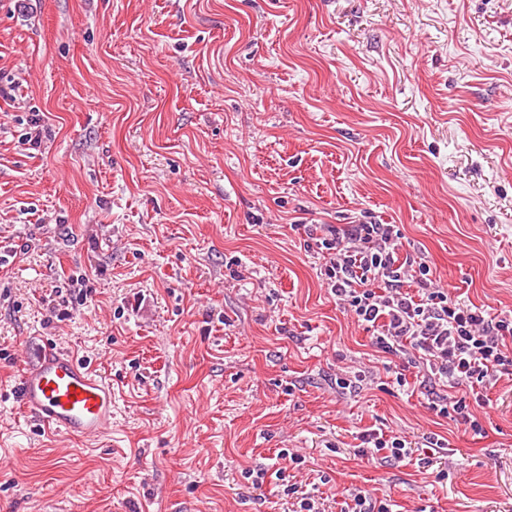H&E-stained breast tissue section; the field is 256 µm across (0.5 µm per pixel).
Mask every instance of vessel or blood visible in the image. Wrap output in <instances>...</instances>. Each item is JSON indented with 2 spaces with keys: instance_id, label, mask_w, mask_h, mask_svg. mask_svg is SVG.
<instances>
[{
  "instance_id": "obj_1",
  "label": "vessel or blood",
  "mask_w": 512,
  "mask_h": 512,
  "mask_svg": "<svg viewBox=\"0 0 512 512\" xmlns=\"http://www.w3.org/2000/svg\"><path fill=\"white\" fill-rule=\"evenodd\" d=\"M12 394L37 422L73 438H95L112 427V385L74 353L43 348L19 370Z\"/></svg>"
}]
</instances>
